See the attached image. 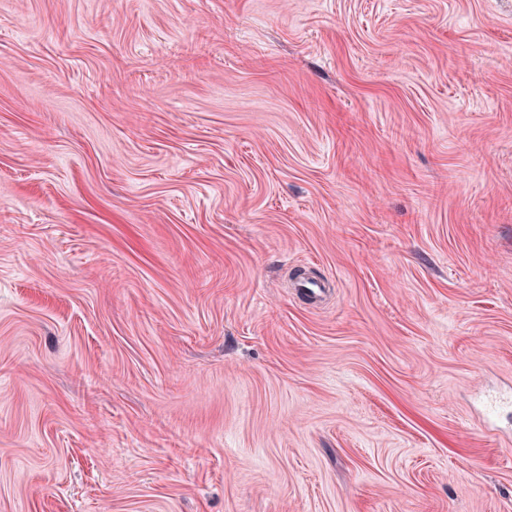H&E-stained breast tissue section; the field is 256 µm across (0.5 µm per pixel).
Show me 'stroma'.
I'll return each mask as SVG.
<instances>
[{"instance_id": "obj_1", "label": "stroma", "mask_w": 512, "mask_h": 512, "mask_svg": "<svg viewBox=\"0 0 512 512\" xmlns=\"http://www.w3.org/2000/svg\"><path fill=\"white\" fill-rule=\"evenodd\" d=\"M509 395L512 0H0V512H512ZM327 280L318 277H296L291 290L309 308H317L331 290Z\"/></svg>"}]
</instances>
